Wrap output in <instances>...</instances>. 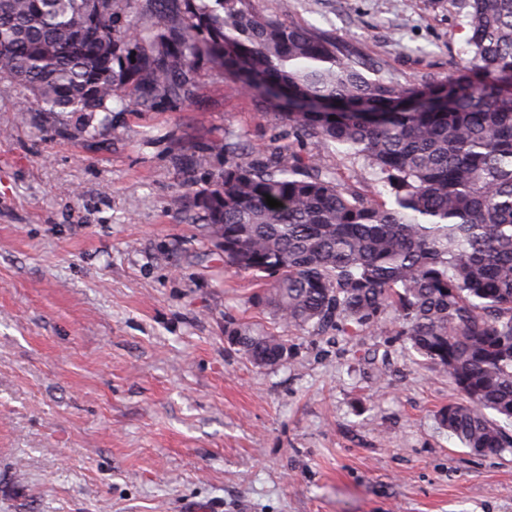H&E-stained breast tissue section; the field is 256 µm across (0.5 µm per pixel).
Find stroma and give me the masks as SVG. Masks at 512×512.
<instances>
[{"mask_svg": "<svg viewBox=\"0 0 512 512\" xmlns=\"http://www.w3.org/2000/svg\"><path fill=\"white\" fill-rule=\"evenodd\" d=\"M255 5L400 84L444 79L468 52L464 0ZM195 71L194 98L116 107L93 139L0 82V512H512V455L449 436L439 413L457 396L394 326L283 328L253 300L268 281L171 210L180 156L205 189L227 136L374 182ZM231 324L284 337L287 359L253 365Z\"/></svg>", "mask_w": 512, "mask_h": 512, "instance_id": "obj_1", "label": "stroma"}]
</instances>
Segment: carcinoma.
<instances>
[{
    "label": "carcinoma",
    "instance_id": "cac0c4a2",
    "mask_svg": "<svg viewBox=\"0 0 512 512\" xmlns=\"http://www.w3.org/2000/svg\"><path fill=\"white\" fill-rule=\"evenodd\" d=\"M459 74L400 86L313 28L254 0H0V81L93 138L114 105L195 96L193 65L281 111L297 136L341 147L384 191L313 158L286 166L217 143L224 170L191 199L224 266L268 279L255 296L288 328L399 334L461 396L440 412L477 453L512 454V0H468ZM282 206L271 208L266 197ZM259 366L281 337L228 328Z\"/></svg>",
    "mask_w": 512,
    "mask_h": 512
}]
</instances>
